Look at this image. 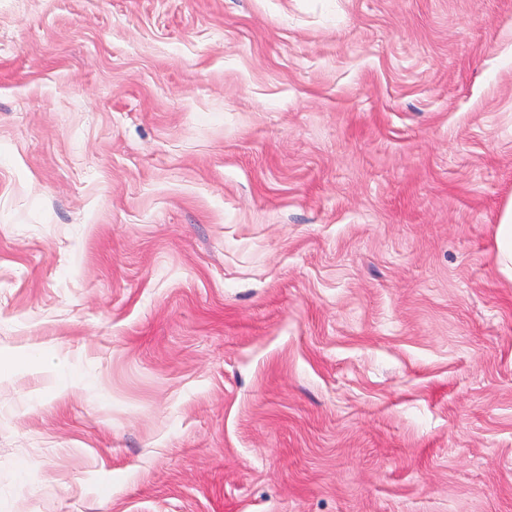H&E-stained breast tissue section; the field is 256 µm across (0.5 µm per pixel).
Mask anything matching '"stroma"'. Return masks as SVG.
Here are the masks:
<instances>
[{"label": "stroma", "mask_w": 512, "mask_h": 512, "mask_svg": "<svg viewBox=\"0 0 512 512\" xmlns=\"http://www.w3.org/2000/svg\"><path fill=\"white\" fill-rule=\"evenodd\" d=\"M511 199L512 0H0V512H512ZM500 263L507 269L512 264V199L503 208L497 234Z\"/></svg>", "instance_id": "1"}]
</instances>
